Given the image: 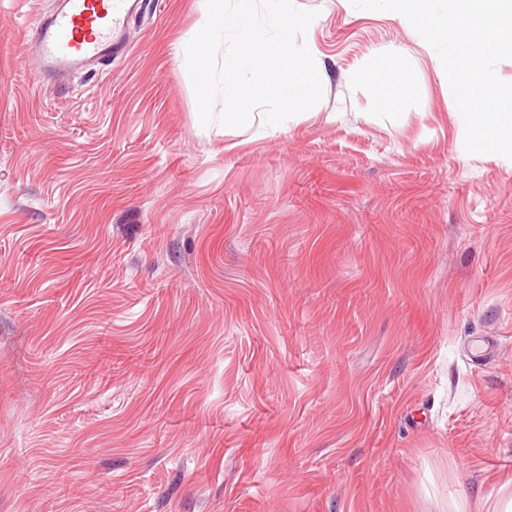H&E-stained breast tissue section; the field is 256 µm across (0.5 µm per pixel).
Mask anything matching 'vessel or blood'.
Masks as SVG:
<instances>
[{
  "label": "vessel or blood",
  "instance_id": "1",
  "mask_svg": "<svg viewBox=\"0 0 512 512\" xmlns=\"http://www.w3.org/2000/svg\"><path fill=\"white\" fill-rule=\"evenodd\" d=\"M138 0H56L35 41L42 74L56 84L88 63L111 64L127 50L125 31Z\"/></svg>",
  "mask_w": 512,
  "mask_h": 512
}]
</instances>
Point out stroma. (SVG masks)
I'll list each match as a JSON object with an SVG mask.
<instances>
[{
    "label": "stroma",
    "mask_w": 512,
    "mask_h": 512,
    "mask_svg": "<svg viewBox=\"0 0 512 512\" xmlns=\"http://www.w3.org/2000/svg\"><path fill=\"white\" fill-rule=\"evenodd\" d=\"M294 4L323 98L265 135L199 122L200 0H149L61 90L31 49L55 0H0V512L512 498V159L466 153L399 20ZM386 65L375 71H366L364 82L367 89L374 97L380 109H389L393 105V97L389 85L392 77V70L396 63V54L385 56Z\"/></svg>",
    "instance_id": "1"
}]
</instances>
